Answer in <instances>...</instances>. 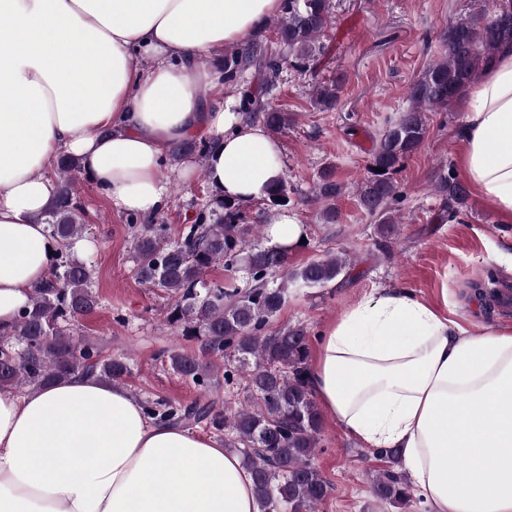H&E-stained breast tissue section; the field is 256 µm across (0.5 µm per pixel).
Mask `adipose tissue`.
<instances>
[{
    "label": "adipose tissue",
    "instance_id": "adipose-tissue-1",
    "mask_svg": "<svg viewBox=\"0 0 512 512\" xmlns=\"http://www.w3.org/2000/svg\"><path fill=\"white\" fill-rule=\"evenodd\" d=\"M285 0H0V332L49 277L40 220L59 154L118 210L168 199L171 147L207 139L217 198L263 200L281 146L208 60L242 46ZM149 66H142V57ZM458 161L512 220V49L466 88ZM321 406L372 448H398L430 512H512V329L461 335L414 291L363 297L323 333L307 375ZM0 512H258L223 445L149 418L123 387L73 375L0 391Z\"/></svg>",
    "mask_w": 512,
    "mask_h": 512
}]
</instances>
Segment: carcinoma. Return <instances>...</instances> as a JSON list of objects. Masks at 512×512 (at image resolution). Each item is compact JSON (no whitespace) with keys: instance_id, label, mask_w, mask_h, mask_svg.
I'll use <instances>...</instances> for the list:
<instances>
[{"instance_id":"cac0c4a2","label":"carcinoma","mask_w":512,"mask_h":512,"mask_svg":"<svg viewBox=\"0 0 512 512\" xmlns=\"http://www.w3.org/2000/svg\"><path fill=\"white\" fill-rule=\"evenodd\" d=\"M329 22L328 0H287L274 29L284 52L276 56L258 42L224 56L222 81L233 86L254 71L257 87L243 91L244 120L260 119L272 132L288 127L291 117L263 101L276 87L284 66L315 68L327 53L319 37ZM440 59L430 62L413 81L407 97L411 107L387 125L375 145L370 177L358 190L360 208L378 221L381 241L388 248L393 236L394 203L402 199L393 178L400 162L416 151L427 132V113L446 110L466 85L486 68L501 47L512 44V0H497L493 15L461 19L448 25L441 38ZM336 82L313 87L321 111L336 107ZM209 145L185 143L171 157L187 155L204 164ZM56 196L41 219L58 242L52 278L35 289L31 304L14 324L12 335H0V390L38 389L75 374L107 383H120L131 373L122 354L104 355L102 348L75 332V323L95 311L101 300L93 288V267L70 256L85 231L83 208L75 196L80 169L64 155L58 160ZM382 172H376V168ZM439 191L455 205L466 203L468 192L452 175L440 177ZM321 216L336 221L334 201L341 187L331 168H323L315 185ZM287 183H275L264 199L267 207L251 218L241 205L208 199L194 220L171 237L167 224H131L136 240L132 276L157 288L171 301L168 322L181 329L198 349L164 351L170 369L202 391L189 405L171 401L142 402L148 417L187 429L204 428L224 436V448L242 457L253 476L259 512H315L329 493V482L314 464L320 442L322 415L306 379L309 336L301 325L267 331L288 298V283L298 288H325L349 266L347 257L327 254L288 271V251L256 244L272 209L285 207ZM222 262L247 271L245 287H229L206 279V270ZM233 359L224 366V385L245 382V400L234 407L215 385L217 371L209 358ZM376 455L388 463L372 481L376 500L402 505L409 498L404 475L398 471L401 450L380 448Z\"/></svg>"}]
</instances>
